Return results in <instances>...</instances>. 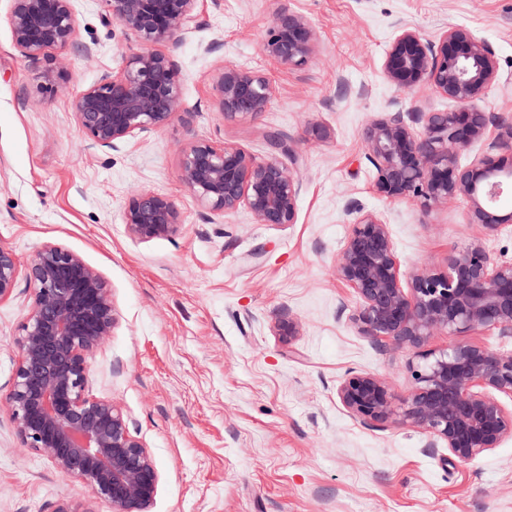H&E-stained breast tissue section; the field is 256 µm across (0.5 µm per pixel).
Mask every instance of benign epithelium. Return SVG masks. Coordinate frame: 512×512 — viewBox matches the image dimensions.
<instances>
[{
  "label": "benign epithelium",
  "mask_w": 512,
  "mask_h": 512,
  "mask_svg": "<svg viewBox=\"0 0 512 512\" xmlns=\"http://www.w3.org/2000/svg\"><path fill=\"white\" fill-rule=\"evenodd\" d=\"M14 47L31 60L69 45L75 33L73 0H10ZM105 24L136 38L140 50L102 74L74 100V113L88 146L103 153L165 128L181 105L178 64L157 50L175 44L203 24L204 0H97ZM314 29L301 14H281L267 29L266 52L285 66L308 62ZM385 78L404 92L429 90L457 110L386 112L365 131V157L374 187L391 200H411L428 212L460 198L465 221L488 233L512 225V210L497 202L512 190V122L478 103L500 84L496 53L461 26L437 39L406 25L396 27L384 55ZM218 112L226 121L255 119L275 96L270 80L231 61L213 78ZM499 133L463 165L461 152ZM271 153L257 159L227 142H194L182 153L180 180L197 203L230 216L249 210L259 224H293L301 179L297 159L278 133L268 135ZM350 231L336 255L338 279L357 307L350 321L379 343L407 345L424 363H409L413 387L396 402L387 381L349 373L336 393L348 413L369 424L400 419L442 442L460 461H471L512 437V351L463 341L476 330L495 328L512 337V262L499 261L476 237L453 251L442 270H400L383 215L353 204ZM127 232L149 241L181 228L176 202L152 191L134 193L124 209ZM25 279L30 308L15 339L17 362L6 411L23 447L61 474L108 502L112 512H150L159 473L147 448L129 432L122 410L88 395L90 359L107 343L117 320L111 289L81 255L44 242L21 263L0 244V302ZM454 338L439 351L423 346L432 336Z\"/></svg>",
  "instance_id": "obj_1"
}]
</instances>
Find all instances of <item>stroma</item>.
<instances>
[{"mask_svg": "<svg viewBox=\"0 0 512 512\" xmlns=\"http://www.w3.org/2000/svg\"><path fill=\"white\" fill-rule=\"evenodd\" d=\"M10 6L0 0V244L25 261L41 243H57L111 289L117 324L91 358L89 391L122 410L152 455L159 482L151 512H512V438L460 462L414 427L366 425L348 414L336 395L348 372L380 375L402 399L415 352L360 335L350 321L356 300L335 272L353 202L386 215L406 274L443 268L452 250L481 235L465 222V200L426 213L378 194L364 133L398 105L455 108L387 82L384 52L400 23L431 39L463 26L491 44L501 84L481 107L512 116V0L209 2L205 23L171 50L179 112L161 131L107 154L87 149L73 100L138 43L103 23L98 0H74V39L54 53L68 79L49 85L39 77L44 61L13 46ZM283 8L313 25L314 50L300 67L262 48ZM226 59L270 79L276 94L267 112L237 122L218 112L213 71ZM314 125L330 138L311 137ZM270 131L298 159L295 223L201 208L179 178L184 148L226 141L262 158ZM141 190L176 201V235L128 234L123 211ZM30 296L22 281L0 302V398L12 384ZM288 315L301 327L289 341L276 331ZM66 501L112 512L22 447L0 409V512H57Z\"/></svg>", "mask_w": 512, "mask_h": 512, "instance_id": "stroma-1", "label": "stroma"}]
</instances>
